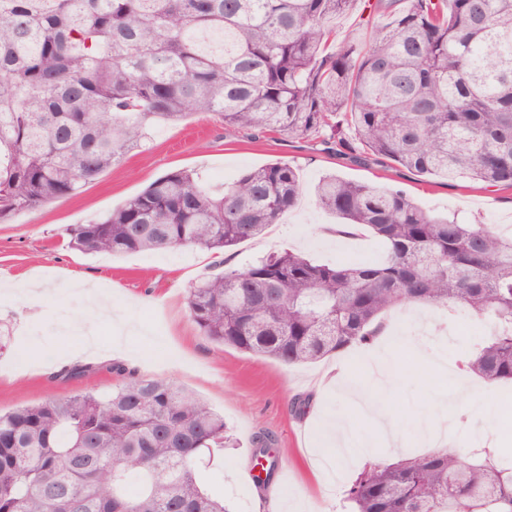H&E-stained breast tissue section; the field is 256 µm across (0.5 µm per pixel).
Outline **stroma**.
I'll return each mask as SVG.
<instances>
[{
    "label": "stroma",
    "mask_w": 512,
    "mask_h": 512,
    "mask_svg": "<svg viewBox=\"0 0 512 512\" xmlns=\"http://www.w3.org/2000/svg\"><path fill=\"white\" fill-rule=\"evenodd\" d=\"M297 168L304 192L298 206L264 235L225 253L223 260L199 249L141 252L124 256L87 255L68 248L65 229L100 217L137 195L157 178L175 169L199 174L209 186L232 183L244 172L273 162ZM371 182L404 191L426 209L448 213L469 224H511L512 188L488 187L468 178L449 181L421 176L372 155L365 148L350 154L325 148L320 137H291L265 132L251 136L226 129L212 112H200L176 124L155 126L151 136L96 180L76 193L17 213L0 222V274L44 282L37 299L0 304V332L9 345L0 350V411L36 403L47 396L66 398L92 392L105 395L117 384L110 373L108 341H100V360L83 376L65 377L50 367L51 359L66 358L82 349L84 339L68 326L86 321L90 303L73 286L72 273L111 289L115 303L133 296L130 317L142 335L127 337L130 354L123 366L137 375L164 379L193 391L224 417L232 439L206 471L205 484L223 496L231 512H262L264 501L277 494L283 512H341L345 497L321 495L315 476L316 450L321 445V417L350 423L367 443L375 444V459L386 462L398 453L425 451L415 422L434 407L440 394L452 393L450 375L436 370L430 355L473 353L491 331L485 318L465 307L454 312L436 306H405L388 313L387 334L370 347H361L305 366L286 367L211 342L192 322L187 295L198 281L236 269L270 253L289 249L318 263L342 264L384 255V244L372 233L336 241L321 237L322 225L336 218L319 208L313 187L325 175ZM395 361L398 384L366 392L385 406L403 441L395 449L380 440L379 428L362 414L350 396L327 388L313 391L316 372L347 369L364 379L368 364ZM307 399L305 415H296L294 398ZM469 403L487 405L490 415L473 414L464 427L440 439L439 445L469 456L475 444L492 448L512 438V385L493 396L474 392ZM264 431L276 440L283 480L267 487L251 484L252 439Z\"/></svg>",
    "instance_id": "1"
}]
</instances>
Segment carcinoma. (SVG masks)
<instances>
[{"label": "carcinoma", "instance_id": "cac0c4a2", "mask_svg": "<svg viewBox=\"0 0 512 512\" xmlns=\"http://www.w3.org/2000/svg\"><path fill=\"white\" fill-rule=\"evenodd\" d=\"M381 0H0V220L74 193L157 124L215 112L234 131L317 134L424 176L512 188V0H410L363 51L336 19ZM283 162L206 187L171 171L68 247L123 256L260 236L298 203ZM319 207L386 246L382 260L321 265L271 253L190 289L201 333L284 366L370 343L406 304L462 305L494 323L461 373L512 383V229L435 216L406 193L334 174ZM111 371L122 377L125 369ZM127 376V375H125ZM224 417L186 388L127 376L106 396L48 397L0 414V512H226L203 489ZM252 460L274 480L272 439ZM353 512H512V457L448 448L367 465Z\"/></svg>", "mask_w": 512, "mask_h": 512}]
</instances>
